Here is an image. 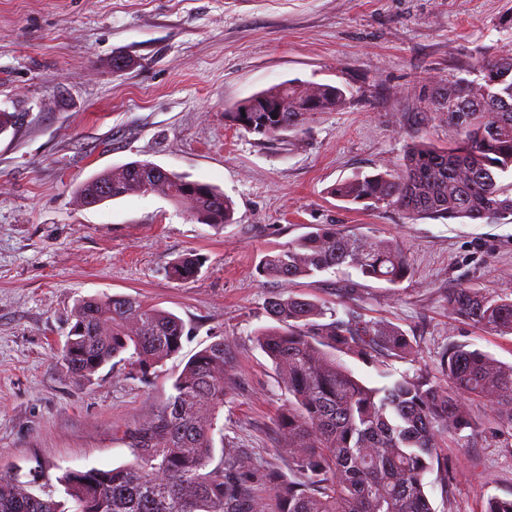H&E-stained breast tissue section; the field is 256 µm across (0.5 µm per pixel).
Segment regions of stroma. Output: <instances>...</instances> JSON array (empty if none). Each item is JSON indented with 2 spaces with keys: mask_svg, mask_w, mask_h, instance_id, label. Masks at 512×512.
<instances>
[{
  "mask_svg": "<svg viewBox=\"0 0 512 512\" xmlns=\"http://www.w3.org/2000/svg\"><path fill=\"white\" fill-rule=\"evenodd\" d=\"M512 50V0H0V473L38 474L62 497L64 468L130 461L126 431L152 416L186 362L214 340L231 355L232 391L215 432L253 464L252 488L288 466L278 419L288 404L255 332L272 326L273 295H302L356 311L415 339L414 360L377 368L441 380L449 340L512 363V335L448 315L465 284L512 297V223L420 219L393 206L348 205L328 190L357 173L393 170L419 141L454 127L429 112L434 84L475 79L478 63ZM126 69L112 66L114 57ZM298 79L340 87L346 103L298 131L264 139L225 117L237 103ZM149 161L218 187L235 204L219 229L191 221L159 193L87 208L77 186L96 173ZM313 224L400 242L412 269L397 285L356 273L294 281L260 276L271 249ZM194 280L167 274L179 256ZM139 298L180 317V353L141 374L120 363L75 384L58 356L77 299ZM476 430L450 437L447 473L429 474L434 512H482L512 495V427L475 406ZM201 266V259L197 255H182L171 263L168 275L173 280L186 281L197 276Z\"/></svg>",
  "mask_w": 512,
  "mask_h": 512,
  "instance_id": "obj_1",
  "label": "stroma"
}]
</instances>
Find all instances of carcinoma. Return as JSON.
<instances>
[{"label": "carcinoma", "mask_w": 512, "mask_h": 512, "mask_svg": "<svg viewBox=\"0 0 512 512\" xmlns=\"http://www.w3.org/2000/svg\"><path fill=\"white\" fill-rule=\"evenodd\" d=\"M280 112L224 116L271 139L301 128L315 112L345 105L343 89L286 81L254 95ZM431 112L448 119L459 141L413 146L392 172L338 181L331 197L365 207L387 203L406 219L447 218L472 223L512 217V51L478 64L474 80L433 89ZM108 188L102 197L98 190ZM160 191L201 224L233 221L234 203L218 188L147 162L97 173L77 189L85 207L131 194ZM202 266L195 254L171 263L168 275L186 281ZM350 268L364 278L396 285L411 276L400 244L358 235L337 224H313L286 247L263 256L267 278L293 280ZM448 311L498 336L512 335V297L490 298L478 288L448 289ZM267 315L277 322L256 331L288 393L278 431L288 448V471L267 473L276 512H432L426 476L448 473L441 448L472 426L478 400L512 427V364L469 344L449 341L440 359L447 385L416 372L369 386L345 358L373 364L411 359L417 346L400 329L361 315L290 296H271ZM185 326L175 314L122 294L78 300L61 358L72 378L90 383L116 358L147 374L178 354ZM129 357L124 358L122 354ZM224 341L211 342L185 365L173 392L149 419L126 434L132 460L112 469H64L65 500L38 494L31 481L0 474V512H269L250 482L251 461L221 446L213 464L216 413L230 390Z\"/></svg>", "instance_id": "cac0c4a2"}]
</instances>
